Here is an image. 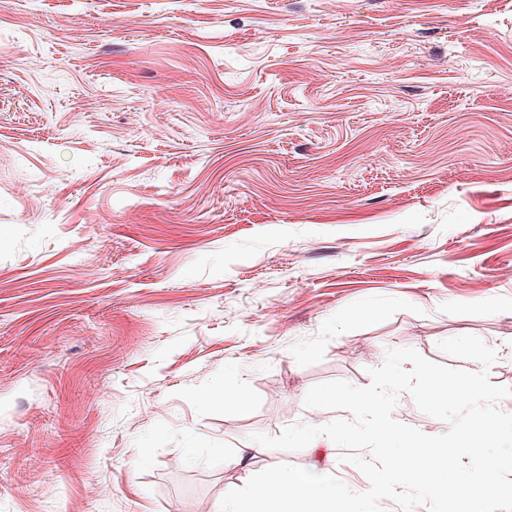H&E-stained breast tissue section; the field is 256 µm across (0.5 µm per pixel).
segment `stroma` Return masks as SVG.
I'll list each match as a JSON object with an SVG mask.
<instances>
[{
    "label": "stroma",
    "instance_id": "1",
    "mask_svg": "<svg viewBox=\"0 0 512 512\" xmlns=\"http://www.w3.org/2000/svg\"><path fill=\"white\" fill-rule=\"evenodd\" d=\"M506 88L512 0H0V512L367 491L252 436L391 349L512 389ZM221 399L225 404L233 407L244 406L247 402V396L239 383H225L220 393L217 391L208 395H203L200 400L203 403H212Z\"/></svg>",
    "mask_w": 512,
    "mask_h": 512
}]
</instances>
